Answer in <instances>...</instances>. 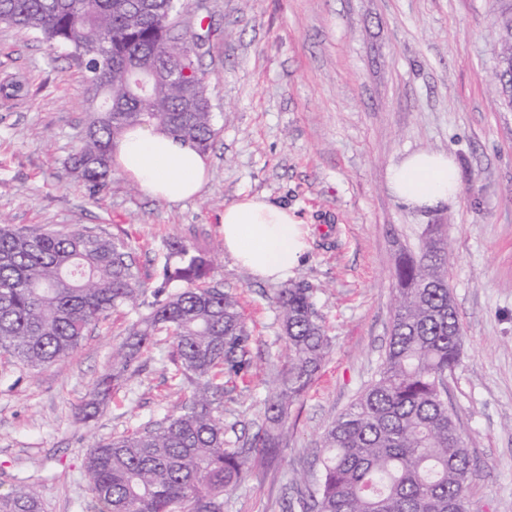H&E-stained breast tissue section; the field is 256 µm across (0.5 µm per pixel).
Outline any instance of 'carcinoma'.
I'll list each match as a JSON object with an SVG mask.
<instances>
[{"label":"carcinoma","mask_w":512,"mask_h":512,"mask_svg":"<svg viewBox=\"0 0 512 512\" xmlns=\"http://www.w3.org/2000/svg\"><path fill=\"white\" fill-rule=\"evenodd\" d=\"M167 0H0V22L33 32L79 61L91 113L84 139L64 162L98 191L112 175V150L129 129L150 126L209 150L217 134L200 50L211 29L188 34ZM497 22L496 70L512 71V4ZM176 68L141 96L133 67ZM123 112H102V100ZM154 281L142 279L125 239L87 230L15 229L0 219V354L30 370L73 353L87 330L120 308H145L112 352V366L80 408L100 401L160 342L193 389L175 411L85 448L96 512H224L252 453L269 459L288 435L298 402L331 350L312 289L287 283L274 302L288 364L266 403L269 428L248 445L225 438L224 384L252 365V331L237 294L211 284V266L179 239L167 241ZM451 257L428 231L418 251L399 250L395 305L377 375L324 432L321 478L289 512H466L471 460L448 408L443 380L461 363L463 330L448 281ZM153 300L147 301L146 296ZM32 484L0 493V512H41Z\"/></svg>","instance_id":"1"}]
</instances>
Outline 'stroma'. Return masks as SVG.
<instances>
[{
    "label": "stroma",
    "mask_w": 512,
    "mask_h": 512,
    "mask_svg": "<svg viewBox=\"0 0 512 512\" xmlns=\"http://www.w3.org/2000/svg\"><path fill=\"white\" fill-rule=\"evenodd\" d=\"M213 34L200 64L216 115L207 181L194 199L144 194L121 170L91 192L63 168L83 139L89 105L76 61L31 33L0 24V216L19 227L86 229L127 237L143 278L178 238L211 257L213 282L236 292L252 330V366L224 389L229 439L267 427L264 401L287 363L271 302L275 283L224 249V208L261 196L291 209L308 249L290 278L314 288L332 350L289 411L275 460L253 456L224 512H288L320 477V438L375 377L393 313L395 246L418 248L429 225L464 334L448 406L470 451L468 512H512V109L502 105L492 0H203ZM450 155L454 200L410 208L388 188L405 155ZM137 310L91 327L65 359L31 371L0 357V493L35 485L44 512H93L83 450L161 420L189 394L165 349L84 422L78 411Z\"/></svg>",
    "instance_id": "1"
}]
</instances>
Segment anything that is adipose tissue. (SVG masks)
I'll list each match as a JSON object with an SVG mask.
<instances>
[{
	"mask_svg": "<svg viewBox=\"0 0 512 512\" xmlns=\"http://www.w3.org/2000/svg\"><path fill=\"white\" fill-rule=\"evenodd\" d=\"M116 163L145 194L169 202L196 196L205 180L203 156L158 130L139 127L120 139ZM458 187L457 170L447 154L418 151L390 169L389 189L401 203L436 208ZM224 249L254 276L283 279L305 254L302 224L286 208L263 198L243 197L224 208Z\"/></svg>",
	"mask_w": 512,
	"mask_h": 512,
	"instance_id": "ef3b65f1",
	"label": "adipose tissue"
}]
</instances>
